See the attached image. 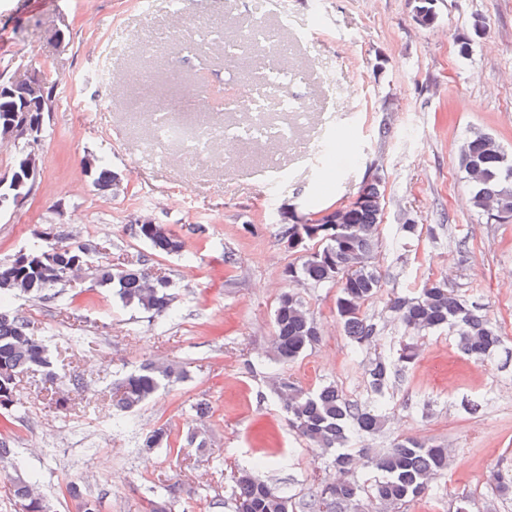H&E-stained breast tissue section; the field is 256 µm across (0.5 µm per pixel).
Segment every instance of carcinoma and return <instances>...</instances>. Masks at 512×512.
Here are the masks:
<instances>
[{
    "instance_id": "cac0c4a2",
    "label": "carcinoma",
    "mask_w": 512,
    "mask_h": 512,
    "mask_svg": "<svg viewBox=\"0 0 512 512\" xmlns=\"http://www.w3.org/2000/svg\"><path fill=\"white\" fill-rule=\"evenodd\" d=\"M58 82L43 79L33 87L15 84L0 74V122L26 110L40 121L36 138L47 134V117L52 111ZM14 148L12 168L24 171L29 158L39 155L24 138L10 141ZM83 167L95 175L99 190L117 193L120 178L106 159L89 153ZM461 167L472 188L474 208L494 220L500 208L512 211V159L492 136L468 138L461 148ZM34 183L25 182L21 191L31 194ZM7 183L0 186V209L11 205L19 191ZM359 193L365 202L344 208L343 221L331 224L327 214L312 224H291L280 220V233L288 246L304 251L300 264L288 268V277L301 285L337 288L336 317L355 351L368 348L379 335L377 322L363 312L365 303L382 287V274L372 264L378 245L385 205L384 178L373 173L362 183ZM133 234L158 256L180 254L184 243L165 224L149 217L132 223ZM319 248L312 251L308 243ZM89 283V289L110 287L122 302L155 318L167 319L175 313L172 281L153 272L146 261L115 264L89 242H68L42 233L33 238L22 257L0 262V414L10 420L19 402L23 377L41 372L48 382L57 380L55 364L48 346L35 335L25 316L12 311L14 296L42 300L53 288L76 282ZM388 310L403 329V336L391 356L370 361L366 377L371 398L358 405L347 401L334 383L306 389L289 378L272 382V392L285 414L288 427L300 438L329 457L339 473L336 481L314 488L310 507L316 512H363L362 486L356 474V461L348 452L355 436L372 435L381 430L394 405L384 390L394 372L410 369L419 355L413 336L422 332L451 328L457 347L469 360L483 362L501 346L499 328L480 309L448 286V281L428 279L407 295L388 300ZM272 354L282 364L306 355L322 336L320 326L301 296L290 289L283 293L273 313ZM184 378L176 365L162 360L126 372L113 386L115 423L153 398L159 390ZM163 426L149 431L140 451L146 454L168 443ZM448 448L417 437L401 439L392 447L369 457L366 466L382 473L372 491L374 512H394L398 506L423 498L432 490V479L448 470ZM495 490L512 492V470H498L489 477ZM234 512H294L292 497L260 479L252 467H240L230 474ZM33 482L17 479L14 497L28 504V512H52L51 504L32 491ZM174 488L166 486L152 501L153 512H172L169 507ZM475 501L469 492L457 493L449 512H473Z\"/></svg>"
}]
</instances>
